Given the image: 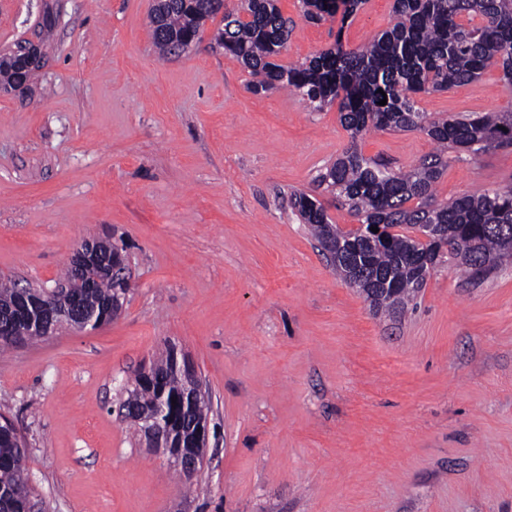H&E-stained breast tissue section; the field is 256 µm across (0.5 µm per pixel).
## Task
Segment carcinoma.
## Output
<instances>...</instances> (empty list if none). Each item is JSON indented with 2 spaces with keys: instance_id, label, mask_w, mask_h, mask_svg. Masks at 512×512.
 <instances>
[{
  "instance_id": "cac0c4a2",
  "label": "carcinoma",
  "mask_w": 512,
  "mask_h": 512,
  "mask_svg": "<svg viewBox=\"0 0 512 512\" xmlns=\"http://www.w3.org/2000/svg\"><path fill=\"white\" fill-rule=\"evenodd\" d=\"M278 0H237L224 9L215 45L237 59L252 76L251 89H285L316 110L337 105L352 141L370 131L424 132L435 151L406 171L363 156L352 145L319 174L320 182L365 225L366 236L348 243L330 260L343 279L357 277L358 291L376 315L405 312L417 298L443 252L459 261L475 281L512 263V187L463 195L446 202L435 187L448 167V153L480 154L512 147V112H485L431 118L415 107L413 96L442 92L473 81L497 67L512 85V0H393L397 22L352 49L341 43L298 64L277 63L290 28ZM303 16L319 23L342 13L346 22L365 0H301ZM219 11L211 0H156L150 18L153 41L163 56L176 55L200 38L205 22ZM479 22H474V19ZM26 62L0 55V87L20 89L29 81ZM387 99L382 105L380 100ZM290 206L312 236L324 244L332 224L325 208L303 191H293ZM376 227L374 233L370 227ZM406 232H394L396 227ZM430 227V240L416 232ZM67 268L63 281L73 287L72 304L95 321H112V297L127 280L100 275L82 279ZM25 343L42 337L35 327L0 318V330ZM167 351L149 369L126 406L151 410L161 404L173 428L187 429L207 416L206 403L193 408L184 384L174 374ZM26 448L14 427L0 423V512H23L31 489L24 475Z\"/></svg>"
}]
</instances>
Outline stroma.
Wrapping results in <instances>:
<instances>
[{
  "instance_id": "stroma-1",
  "label": "stroma",
  "mask_w": 512,
  "mask_h": 512,
  "mask_svg": "<svg viewBox=\"0 0 512 512\" xmlns=\"http://www.w3.org/2000/svg\"><path fill=\"white\" fill-rule=\"evenodd\" d=\"M393 0L347 24L292 27L282 64L393 26ZM58 21L39 26L45 7ZM152 0H0V51L45 67L0 91V281L51 288L87 239H123L131 288L111 323L0 345V416L24 436L40 512H512V264L475 283L440 258L398 320L375 317L288 206L304 191L355 218L317 177L349 146L396 169L419 131L351 141L214 47L207 22L160 56ZM433 116L512 112L491 68L419 94ZM512 186V148L449 162L437 198ZM195 366L209 442L191 483L120 404L169 345Z\"/></svg>"
}]
</instances>
